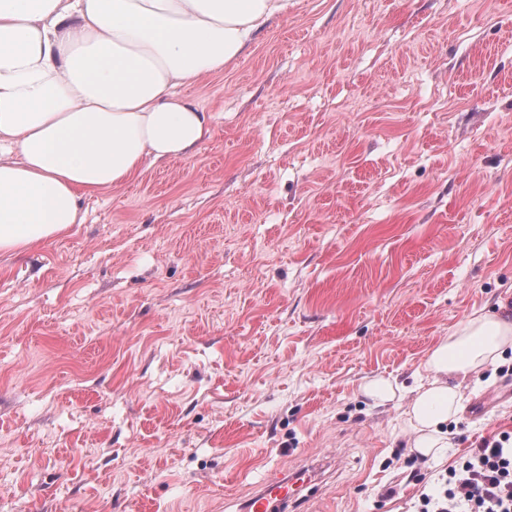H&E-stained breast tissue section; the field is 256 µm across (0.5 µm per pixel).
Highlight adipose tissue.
Wrapping results in <instances>:
<instances>
[{"label":"adipose tissue","instance_id":"ef3b65f1","mask_svg":"<svg viewBox=\"0 0 512 512\" xmlns=\"http://www.w3.org/2000/svg\"><path fill=\"white\" fill-rule=\"evenodd\" d=\"M290 0H0V254L84 223V196L187 158L211 113L181 86L223 72ZM512 351V309H477L428 351L406 405L418 454L438 458L460 383Z\"/></svg>","mask_w":512,"mask_h":512}]
</instances>
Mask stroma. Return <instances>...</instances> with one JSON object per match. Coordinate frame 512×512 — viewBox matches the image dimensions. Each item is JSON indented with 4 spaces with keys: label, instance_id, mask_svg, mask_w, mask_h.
I'll list each match as a JSON object with an SVG mask.
<instances>
[{
    "label": "stroma",
    "instance_id": "stroma-1",
    "mask_svg": "<svg viewBox=\"0 0 512 512\" xmlns=\"http://www.w3.org/2000/svg\"><path fill=\"white\" fill-rule=\"evenodd\" d=\"M186 159L0 255V512H415L512 435V358L462 381L443 458L406 402L512 299V0H291L219 74ZM383 375L402 401L360 391ZM306 475L304 469L296 471L290 477H282L277 480L265 483L258 492L246 500L247 512H272L281 504H288L292 510H298L301 506V499L296 498L297 490L293 489L295 480H300Z\"/></svg>",
    "mask_w": 512,
    "mask_h": 512
}]
</instances>
